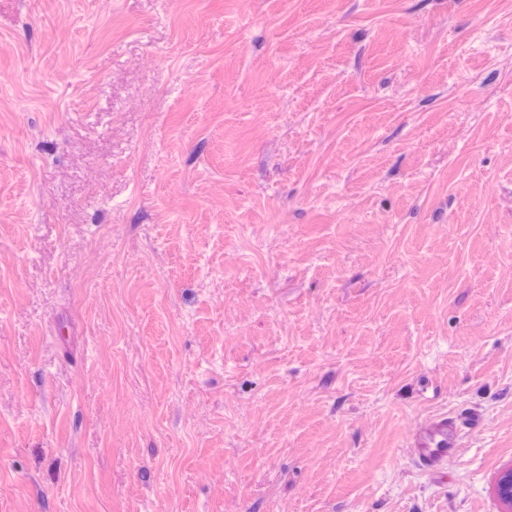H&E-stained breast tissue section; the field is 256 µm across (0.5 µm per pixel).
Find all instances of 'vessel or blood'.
<instances>
[{"label":"vessel or blood","instance_id":"vessel-or-blood-1","mask_svg":"<svg viewBox=\"0 0 512 512\" xmlns=\"http://www.w3.org/2000/svg\"><path fill=\"white\" fill-rule=\"evenodd\" d=\"M461 424L457 418H431L417 430L409 444V455L420 470L436 476L458 451Z\"/></svg>","mask_w":512,"mask_h":512}]
</instances>
